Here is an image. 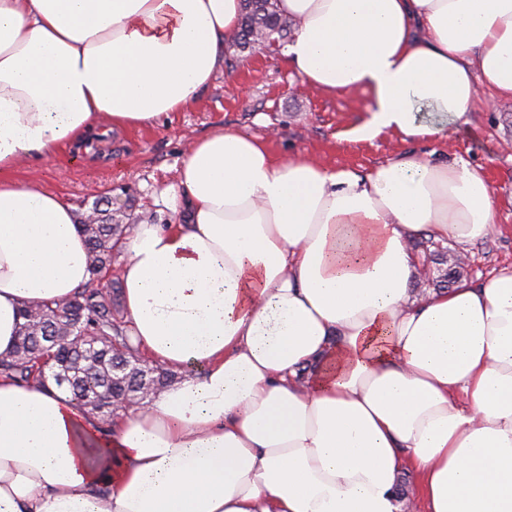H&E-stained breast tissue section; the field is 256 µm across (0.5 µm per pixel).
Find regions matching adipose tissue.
Segmentation results:
<instances>
[{"instance_id": "ef3b65f1", "label": "adipose tissue", "mask_w": 512, "mask_h": 512, "mask_svg": "<svg viewBox=\"0 0 512 512\" xmlns=\"http://www.w3.org/2000/svg\"><path fill=\"white\" fill-rule=\"evenodd\" d=\"M285 64L362 90L356 129L431 139L512 99V0H278ZM240 0H0V355L88 284L75 207L20 163L195 104ZM167 224L123 241L133 340L182 372L110 431L0 377V512H512V264L417 299L416 237L495 226L483 166L331 171L231 129L195 141Z\"/></svg>"}]
</instances>
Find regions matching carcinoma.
I'll use <instances>...</instances> for the list:
<instances>
[{
    "mask_svg": "<svg viewBox=\"0 0 512 512\" xmlns=\"http://www.w3.org/2000/svg\"><path fill=\"white\" fill-rule=\"evenodd\" d=\"M293 32V23L277 10L276 0H243L239 33L240 52H253L258 46L276 47ZM93 210L97 219L89 224L79 220L89 254L91 282L112 272V261L120 253V244L130 233L137 217L127 208L113 207L112 196L96 199ZM415 246L448 265L443 278L456 284L463 275L460 255L442 244L427 239ZM122 287L109 282L103 290L80 288L64 301H42L22 308L19 340L13 353L0 357V376L43 388L51 385L47 372L51 368L70 372L63 388L74 405L97 414L101 428L112 425V409L107 399L117 395L127 409L138 406L144 392H152L174 379L176 373L160 368L156 372L129 376L112 369V358L143 357L133 345L129 326L124 319L116 293Z\"/></svg>",
    "mask_w": 512,
    "mask_h": 512,
    "instance_id": "carcinoma-1",
    "label": "carcinoma"
}]
</instances>
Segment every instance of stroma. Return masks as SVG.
Here are the masks:
<instances>
[{
    "label": "stroma",
    "mask_w": 512,
    "mask_h": 512,
    "mask_svg": "<svg viewBox=\"0 0 512 512\" xmlns=\"http://www.w3.org/2000/svg\"><path fill=\"white\" fill-rule=\"evenodd\" d=\"M365 92L316 93L284 66L280 49L246 55L217 72L189 110L173 112L156 126L113 129L85 146L18 167L17 179H36L78 208L98 195L129 193L142 222L173 219L164 192L177 181L185 151L224 128L265 140L280 156L299 154L332 169L368 172L404 152L461 157L486 168L495 196V234L467 244L469 280L512 263V100L469 113L434 141L401 140L384 132L356 139L352 130L369 116Z\"/></svg>",
    "instance_id": "1"
}]
</instances>
